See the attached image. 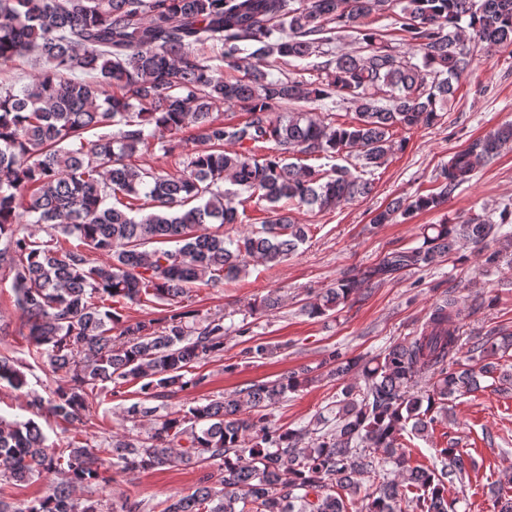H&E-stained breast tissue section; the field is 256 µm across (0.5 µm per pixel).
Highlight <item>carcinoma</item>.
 <instances>
[{
    "mask_svg": "<svg viewBox=\"0 0 512 512\" xmlns=\"http://www.w3.org/2000/svg\"><path fill=\"white\" fill-rule=\"evenodd\" d=\"M374 14L394 18L406 51L370 28ZM348 30L362 36L365 53L330 49L333 33ZM471 42L512 45V0H0V67L34 51L46 63L22 87L0 86V280H11L29 346L65 381L45 398L24 364L0 353V384L46 410L63 434L50 448L33 420L0 419V484L55 477L34 503L1 496L0 512H114L75 491L177 464L203 475L161 512H349L347 499L357 496L360 512H402L408 493L416 512H451L448 491L465 473L464 457L442 448L441 468L412 466L402 433L427 431L435 410L493 373L473 361L512 347V333L487 336L460 356L466 308L454 299L433 306L420 335L374 358L329 351L336 375L355 381L342 389L335 427L311 440L267 413L308 385L306 376L252 382L180 413L166 412V400L202 384L197 366L224 354V317L200 321L181 298L196 284L223 287L252 260L276 265L294 254L308 227L291 207L330 211L369 194V180L329 160L356 151L364 167H378L398 129L436 125L472 63ZM313 57V82L271 73L279 59ZM223 63L243 75L224 79ZM334 98L354 108L351 121L280 111ZM226 107L245 120L225 121ZM187 128L200 145L190 153L180 137ZM96 129L104 133L86 140ZM510 144L512 123L472 141L441 167L434 191L392 202L372 224L440 208L472 180L477 161ZM258 147L267 153L256 155ZM155 149L180 169L130 163ZM295 153L327 163L299 165ZM248 201L267 217L245 235L224 236ZM511 217L505 209L498 224L480 216L430 224L420 246L386 253L305 311L323 316L385 277L436 263L460 236L494 266L500 250L491 243H512L502 232ZM61 235L82 246L63 247ZM126 300L158 302L166 315L125 321L114 304ZM429 371L432 387L417 390L415 379ZM126 383L142 399L123 408V432L96 444L68 435L94 399L117 396ZM370 474L379 486L362 496L358 477Z\"/></svg>",
    "mask_w": 512,
    "mask_h": 512,
    "instance_id": "carcinoma-1",
    "label": "carcinoma"
}]
</instances>
